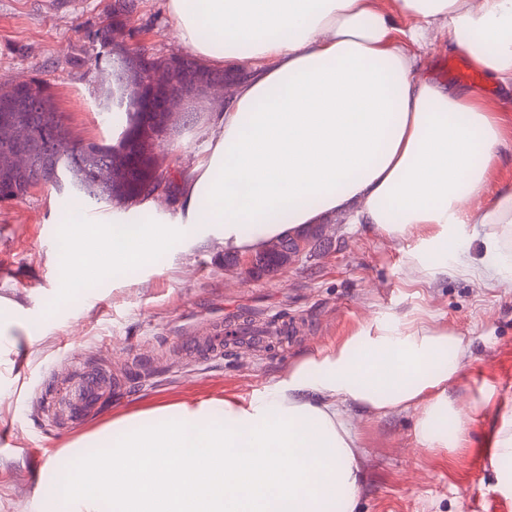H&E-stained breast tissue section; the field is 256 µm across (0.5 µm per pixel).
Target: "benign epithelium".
Segmentation results:
<instances>
[{"mask_svg": "<svg viewBox=\"0 0 512 512\" xmlns=\"http://www.w3.org/2000/svg\"><path fill=\"white\" fill-rule=\"evenodd\" d=\"M215 89L217 85L213 82L201 84L196 81H177L171 77L168 70L149 65L138 73L136 98L143 111L162 112L165 121L169 122L182 112L184 102L206 95ZM0 140L10 147L9 154L0 159V165L4 171L18 175L30 193L52 185L54 171L53 167L48 165V161L55 160L63 151L72 159L80 160L96 144L94 140L72 137L59 113L56 114L52 137L42 139L34 135L17 113L3 112L0 114ZM35 153L42 154L46 164L40 167L31 166L29 159ZM125 163L124 154H115L113 162L101 169L100 179H112L123 169Z\"/></svg>", "mask_w": 512, "mask_h": 512, "instance_id": "1", "label": "benign epithelium"}]
</instances>
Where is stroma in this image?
Segmentation results:
<instances>
[{
    "mask_svg": "<svg viewBox=\"0 0 512 512\" xmlns=\"http://www.w3.org/2000/svg\"><path fill=\"white\" fill-rule=\"evenodd\" d=\"M113 2L0 0V86L43 80L74 137L111 141L117 130L99 112L92 33ZM125 31L130 46L149 53L182 51L166 0H135ZM416 53L433 79L456 84L446 36L432 33ZM213 100L186 102L155 140L170 186L203 156ZM170 186L153 198L158 214L171 208ZM57 197L46 188L0 201V306L13 314L0 340V437L9 439L0 446V512H38L42 469L118 416L250 394L304 356L339 345L361 322L418 309L469 343L449 388L465 437L429 451L415 440V412L352 410L363 476L355 512H512V469L492 453L503 417L512 414V276L452 272L413 283L407 254L416 236L388 239L339 218L273 276L226 266L223 241L212 239L163 252L145 271L67 286L60 268L68 227L56 216ZM233 310L257 320L277 315L299 334L261 356L242 349L203 362L176 353L177 343L224 323ZM87 367L127 380L76 427L62 404Z\"/></svg>",
    "mask_w": 512,
    "mask_h": 512,
    "instance_id": "35a3bbf8",
    "label": "stroma"
}]
</instances>
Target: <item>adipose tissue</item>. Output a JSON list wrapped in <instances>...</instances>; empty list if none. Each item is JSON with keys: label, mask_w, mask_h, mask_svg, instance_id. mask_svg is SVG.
Masks as SVG:
<instances>
[{"label": "adipose tissue", "mask_w": 512, "mask_h": 512, "mask_svg": "<svg viewBox=\"0 0 512 512\" xmlns=\"http://www.w3.org/2000/svg\"><path fill=\"white\" fill-rule=\"evenodd\" d=\"M181 44L205 66L245 77L212 111L205 158L178 184L173 214L149 198L140 224H70L71 284L153 266L160 251L205 234L250 254L274 238L348 216L391 239H418L415 281L458 269L486 280L512 260L474 266L465 224L512 227V183L492 186L512 131L472 87L431 78L409 48L438 29L512 90V0H167ZM466 348L438 323L393 313L359 326L247 395L155 407L113 419L51 463L40 512H353L359 444L349 407L416 410L418 444L463 432L448 394Z\"/></svg>", "instance_id": "obj_1"}]
</instances>
